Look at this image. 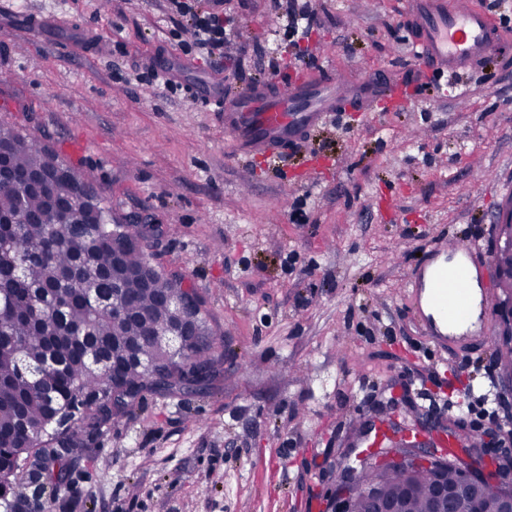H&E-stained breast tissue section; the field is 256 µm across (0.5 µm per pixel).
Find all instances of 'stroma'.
<instances>
[{
  "label": "stroma",
  "mask_w": 512,
  "mask_h": 512,
  "mask_svg": "<svg viewBox=\"0 0 512 512\" xmlns=\"http://www.w3.org/2000/svg\"><path fill=\"white\" fill-rule=\"evenodd\" d=\"M11 2L46 28L0 25V125L91 179L114 218L158 226L153 264L183 272L223 353L215 383L147 394L104 423L70 463L64 512H326L347 435L379 402L398 399L408 422L494 428L453 411L490 383L512 399L493 347L439 350L407 283L441 241L495 254L512 73L471 75L456 97L346 113L281 176L263 156L232 157L223 118L186 91L218 75L233 94L261 70L278 89L303 78L270 0H230L241 47L220 60L184 52L190 34L166 0ZM409 2L308 0L315 21L300 46L339 73H398ZM160 54L181 91L140 83ZM300 200L306 221L295 224Z\"/></svg>",
  "instance_id": "obj_1"
}]
</instances>
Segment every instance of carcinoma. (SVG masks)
<instances>
[{
  "instance_id": "cac0c4a2",
  "label": "carcinoma",
  "mask_w": 512,
  "mask_h": 512,
  "mask_svg": "<svg viewBox=\"0 0 512 512\" xmlns=\"http://www.w3.org/2000/svg\"><path fill=\"white\" fill-rule=\"evenodd\" d=\"M10 175L0 181V241L9 257L0 262V448L4 485L11 489L31 470L53 476L85 447L112 414H127L146 392H175L204 372L219 373V357L202 304H189L183 274H157L145 284V254L139 224L114 223L112 210L90 182L11 127L0 126ZM85 193L93 206L75 207ZM129 239L123 266L113 267L112 236ZM499 286L512 299V224H502L495 253ZM127 289L121 307L97 308L91 299ZM184 325L181 346L172 351L149 340ZM512 331L504 320L492 343L512 364ZM125 364L114 377L102 373L91 356ZM53 360L47 386L36 385L22 359ZM441 472L448 482L463 480L458 459L417 471L410 477L408 512H430L429 489ZM363 482L396 494L405 480L391 470L366 472Z\"/></svg>"
}]
</instances>
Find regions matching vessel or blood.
Listing matches in <instances>:
<instances>
[{
	"label": "vessel or blood",
	"instance_id": "b4317fda",
	"mask_svg": "<svg viewBox=\"0 0 512 512\" xmlns=\"http://www.w3.org/2000/svg\"><path fill=\"white\" fill-rule=\"evenodd\" d=\"M0 22L24 33L41 20L35 14L15 19L9 0H0ZM405 24L412 64L399 81L385 72L358 79L323 69L282 91L254 85L228 97L219 83L205 82L193 93L223 117L238 153L277 163L330 116L373 111L378 100L399 99L424 75H460L483 68L492 57L502 71L512 70V43L504 40L498 18L479 0H411ZM454 260V266L442 263L430 273L418 270L409 283L412 313L442 350L482 345L492 333L490 294L471 286L472 278H484L488 256L476 245L462 243Z\"/></svg>",
	"mask_w": 512,
	"mask_h": 512
}]
</instances>
